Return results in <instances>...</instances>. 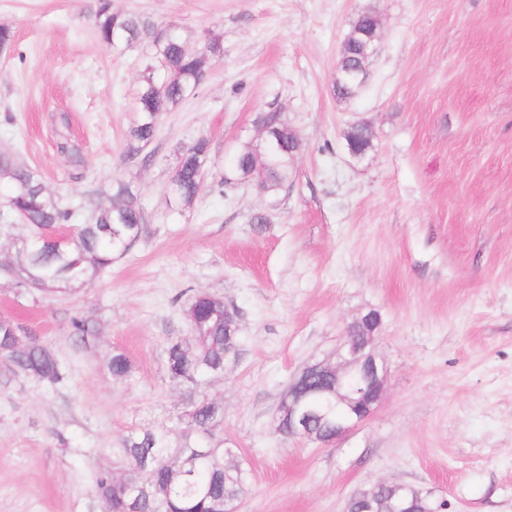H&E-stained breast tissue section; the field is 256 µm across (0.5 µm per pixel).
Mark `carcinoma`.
Masks as SVG:
<instances>
[{
    "label": "carcinoma",
    "instance_id": "cac0c4a2",
    "mask_svg": "<svg viewBox=\"0 0 512 512\" xmlns=\"http://www.w3.org/2000/svg\"><path fill=\"white\" fill-rule=\"evenodd\" d=\"M96 36L107 49L121 52L146 33H151V59L134 94L136 119L129 128L126 156L134 158L156 137L161 115L177 108L204 81L207 59L224 56L223 39L208 38L204 52L193 53L177 31H149L139 17L112 10L111 0H97L93 12ZM362 45L354 42L337 67L334 92L340 99L355 95L361 79L354 75ZM374 133L355 124L345 134L346 145L360 151L372 146ZM300 148L297 133L288 124H271L266 139L249 142L235 153L233 177L252 180L267 191L288 184ZM209 159V140L201 137L177 151L169 192L184 207L199 192ZM0 183L9 186L5 215L30 228L15 259L0 264V272L26 289L49 290L73 282L92 280L112 265L113 257L127 251L141 234L145 216L141 200L122 181L112 184V204L103 207L90 199L65 202L49 193L36 172L18 161L12 152H0ZM60 224L70 232L62 244L45 233ZM214 301L197 294L186 315L199 332L191 340L168 344L165 362L171 378L185 385L184 403L190 419L188 431L196 434L174 448L165 435L150 429L130 431L119 443L117 454L124 475L109 469L97 473L98 493L112 512H224V504L238 502L247 492V477L230 448L214 446L212 429L223 417L222 407L199 390L205 375L224 373V361L235 352L238 337L224 334V322L213 317ZM71 336L78 341L91 335L93 326L75 316ZM20 328L11 322L0 327V363L13 375L55 387L64 379L55 352L33 336L15 348L11 333ZM112 376L131 372L126 354L115 352L109 361Z\"/></svg>",
    "mask_w": 512,
    "mask_h": 512
}]
</instances>
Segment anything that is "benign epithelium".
Here are the masks:
<instances>
[{
	"instance_id": "benign-epithelium-1",
	"label": "benign epithelium",
	"mask_w": 512,
	"mask_h": 512,
	"mask_svg": "<svg viewBox=\"0 0 512 512\" xmlns=\"http://www.w3.org/2000/svg\"><path fill=\"white\" fill-rule=\"evenodd\" d=\"M369 351L343 336L328 357L308 364L288 387V431L299 437L312 435L311 406L325 396H333L336 404L328 405L322 420L334 443L368 420L379 405L387 383L388 369L369 337Z\"/></svg>"
}]
</instances>
